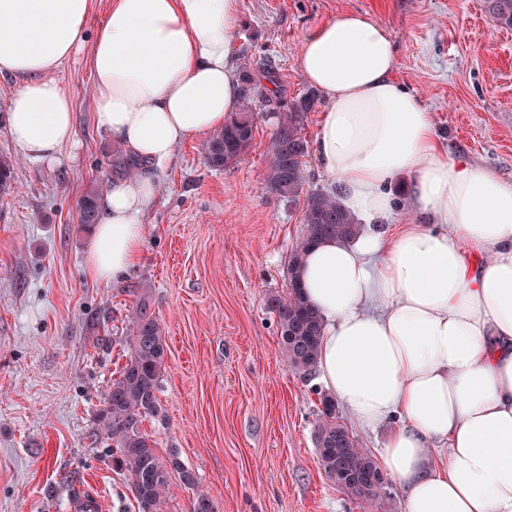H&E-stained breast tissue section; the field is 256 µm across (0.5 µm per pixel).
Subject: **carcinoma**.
Masks as SVG:
<instances>
[{
    "instance_id": "obj_1",
    "label": "carcinoma",
    "mask_w": 512,
    "mask_h": 512,
    "mask_svg": "<svg viewBox=\"0 0 512 512\" xmlns=\"http://www.w3.org/2000/svg\"><path fill=\"white\" fill-rule=\"evenodd\" d=\"M497 22L512 27V0H487ZM316 104L310 94L292 101L278 117L269 146L266 170L268 189L290 202L303 199V234L291 249L286 267L290 293L270 299L277 319L281 350L288 366L304 374L312 373L318 361L322 323L316 310L304 298L299 273L309 248L330 240H349L363 231V225L340 206L335 193L302 194L303 159L309 142L302 136L305 115ZM254 111L250 79H245L239 109L226 119L224 129L205 144L208 164L224 168L239 159L253 139ZM101 188L87 192L80 204L79 221L90 226L99 218ZM131 352L120 377L112 386L96 418L97 436L112 443L113 462L128 481L138 512H164L171 474L178 473L184 486L196 487L193 471L171 455L162 459L152 437L142 429V421L159 414L158 392L165 369L166 341L157 323L147 315V304L139 299L132 313ZM320 464L326 476L339 473L340 488L349 496L365 500L357 484L360 473L372 470L378 461L359 447L337 421L336 399L321 400L320 419L315 434Z\"/></svg>"
}]
</instances>
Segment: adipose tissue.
Returning a JSON list of instances; mask_svg holds the SVG:
<instances>
[{"label": "adipose tissue", "mask_w": 512, "mask_h": 512, "mask_svg": "<svg viewBox=\"0 0 512 512\" xmlns=\"http://www.w3.org/2000/svg\"><path fill=\"white\" fill-rule=\"evenodd\" d=\"M96 0H0V76L17 79L7 132L31 162L75 138L55 71L80 49ZM240 0H112L89 65L99 126L137 164L112 181L86 273L116 281L143 255L157 170L237 110ZM304 80L325 97L318 160L341 206L381 222L388 187L413 175L393 232L310 248L300 285L323 320L329 394L368 428L392 426L384 470L406 512H512V183L450 159L430 112L396 82L385 25L345 12L302 41Z\"/></svg>", "instance_id": "obj_1"}]
</instances>
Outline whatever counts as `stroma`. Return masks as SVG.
Here are the masks:
<instances>
[{
    "instance_id": "obj_1",
    "label": "stroma",
    "mask_w": 512,
    "mask_h": 512,
    "mask_svg": "<svg viewBox=\"0 0 512 512\" xmlns=\"http://www.w3.org/2000/svg\"><path fill=\"white\" fill-rule=\"evenodd\" d=\"M236 63L254 80L248 151L209 166L204 139L179 147L158 175L142 261L115 283L88 278L91 227L79 203L108 185L117 149L96 122L87 51L55 77L74 104L75 139L51 163L18 158L6 128L16 82L0 77V512H68L74 493H97L105 512H137L96 439L95 418L129 354L139 297L166 341L160 414L143 426L161 457L178 453L196 489L169 486L165 512H405L391 482L378 506L330 482L315 443L318 375L290 368L268 303L288 285L301 203L266 186L267 148L283 107L309 89L303 38L340 13L368 14L396 43L395 78L430 112L449 158L512 181V28L486 0H240ZM274 72L268 82L266 72Z\"/></svg>"
}]
</instances>
